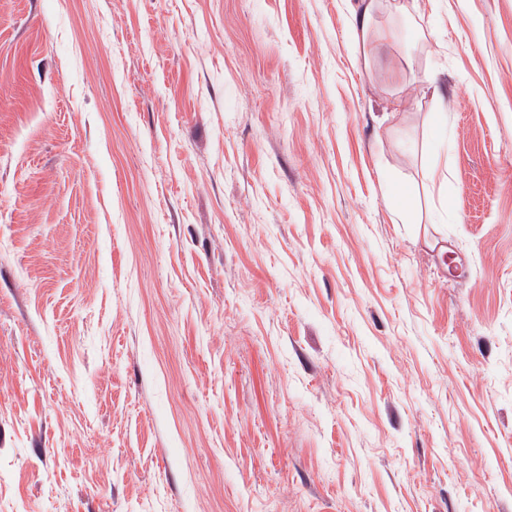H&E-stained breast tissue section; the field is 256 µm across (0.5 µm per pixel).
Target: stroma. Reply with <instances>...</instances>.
Instances as JSON below:
<instances>
[{
    "instance_id": "stroma-1",
    "label": "stroma",
    "mask_w": 512,
    "mask_h": 512,
    "mask_svg": "<svg viewBox=\"0 0 512 512\" xmlns=\"http://www.w3.org/2000/svg\"><path fill=\"white\" fill-rule=\"evenodd\" d=\"M378 19L0 0V512H512V0ZM377 0H358L353 8V30L356 41L365 47L370 36Z\"/></svg>"
}]
</instances>
